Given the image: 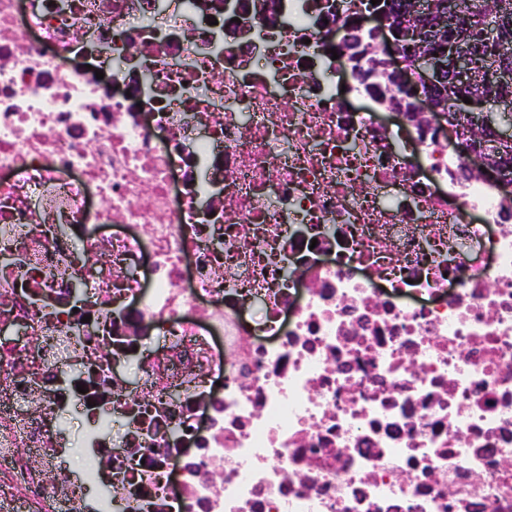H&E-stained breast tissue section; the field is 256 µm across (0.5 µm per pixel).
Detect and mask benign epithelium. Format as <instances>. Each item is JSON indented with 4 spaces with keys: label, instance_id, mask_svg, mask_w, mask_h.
Listing matches in <instances>:
<instances>
[{
    "label": "benign epithelium",
    "instance_id": "benign-epithelium-1",
    "mask_svg": "<svg viewBox=\"0 0 512 512\" xmlns=\"http://www.w3.org/2000/svg\"><path fill=\"white\" fill-rule=\"evenodd\" d=\"M461 0H430L409 10V13L394 24L388 19L389 6L380 2L369 10L363 19L353 20L347 31L343 47L348 60L359 56L372 57L382 66L394 71L405 92L409 106L406 112H426L425 122L439 137H443L463 151H474L472 140L448 117V107L441 102H432L423 92L439 86L443 72L451 70L463 78L472 67L470 57L458 46L454 37L448 38L446 50L433 55L425 51V32L448 30V20L460 13ZM373 22V40L364 42L363 32L368 22Z\"/></svg>",
    "mask_w": 512,
    "mask_h": 512
}]
</instances>
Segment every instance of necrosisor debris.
Returning <instances> with one entry per match:
<instances>
[{
    "label": "necrosis or debris",
    "mask_w": 512,
    "mask_h": 512,
    "mask_svg": "<svg viewBox=\"0 0 512 512\" xmlns=\"http://www.w3.org/2000/svg\"><path fill=\"white\" fill-rule=\"evenodd\" d=\"M345 2L0 0V512H512V196ZM61 421L68 434L72 451V464L70 471H78L86 462V425L79 413L66 412L62 414Z\"/></svg>",
    "instance_id": "obj_1"
}]
</instances>
